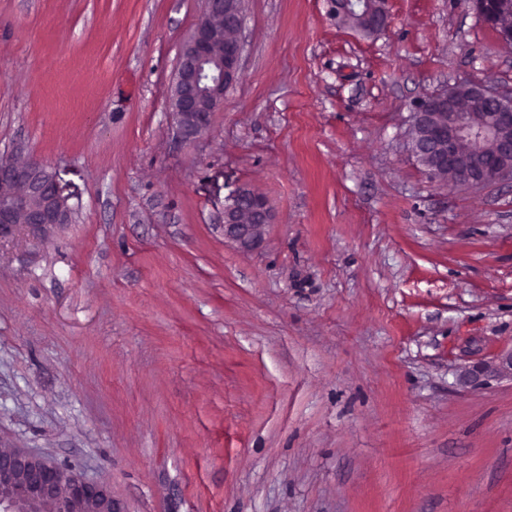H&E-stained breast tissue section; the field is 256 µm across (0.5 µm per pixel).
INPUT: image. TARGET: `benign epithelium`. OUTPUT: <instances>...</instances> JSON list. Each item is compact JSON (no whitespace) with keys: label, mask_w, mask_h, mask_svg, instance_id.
I'll return each instance as SVG.
<instances>
[{"label":"benign epithelium","mask_w":512,"mask_h":512,"mask_svg":"<svg viewBox=\"0 0 512 512\" xmlns=\"http://www.w3.org/2000/svg\"><path fill=\"white\" fill-rule=\"evenodd\" d=\"M361 21L385 31L386 0H361ZM480 19L504 43H512V3L473 0ZM240 0H205L193 33L181 50L171 88V116L178 136L197 137L210 125L235 81L243 47ZM468 111L461 126L455 113ZM408 148L432 178L451 177L482 189L512 181V87L460 80L417 102ZM71 220L54 175L37 161H0V237L17 227L47 229ZM268 200L238 189L224 205V233L241 247L258 243L273 223ZM486 376L512 380V350L497 355ZM0 512H117L110 487L23 449L0 450Z\"/></svg>","instance_id":"benign-epithelium-1"}]
</instances>
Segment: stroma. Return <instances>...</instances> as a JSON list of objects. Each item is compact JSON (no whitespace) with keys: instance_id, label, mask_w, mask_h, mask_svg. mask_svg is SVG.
<instances>
[{"instance_id":"1","label":"stroma","mask_w":512,"mask_h":512,"mask_svg":"<svg viewBox=\"0 0 512 512\" xmlns=\"http://www.w3.org/2000/svg\"><path fill=\"white\" fill-rule=\"evenodd\" d=\"M246 0L208 130L171 127L203 0H0V160L72 221L0 242V448L107 482L122 512H512V182L412 156L414 103L512 86L471 0ZM246 186L275 216L224 235ZM363 2L361 21L365 26L386 31L389 24L388 11L386 8V0H356ZM273 220L268 200L245 186L238 189L224 205V233L243 248L258 243L267 224H272Z\"/></svg>"}]
</instances>
